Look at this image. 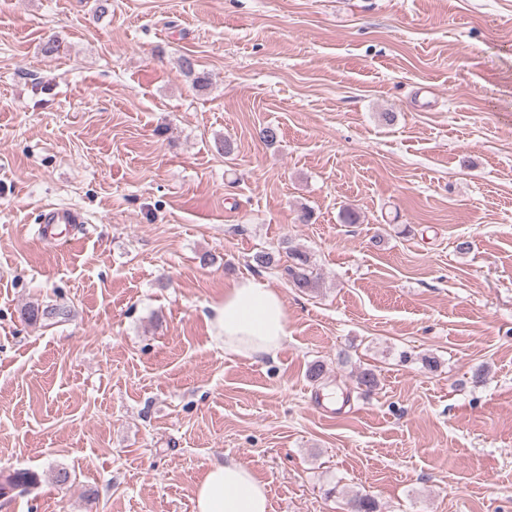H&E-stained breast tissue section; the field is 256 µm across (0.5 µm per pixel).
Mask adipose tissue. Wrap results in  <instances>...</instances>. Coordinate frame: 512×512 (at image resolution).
<instances>
[{
    "instance_id": "adipose-tissue-1",
    "label": "adipose tissue",
    "mask_w": 512,
    "mask_h": 512,
    "mask_svg": "<svg viewBox=\"0 0 512 512\" xmlns=\"http://www.w3.org/2000/svg\"><path fill=\"white\" fill-rule=\"evenodd\" d=\"M205 319L225 352L253 361L276 357L288 336V309L267 280H231L208 304ZM195 512H269L266 486L235 458L210 466L195 489Z\"/></svg>"
}]
</instances>
